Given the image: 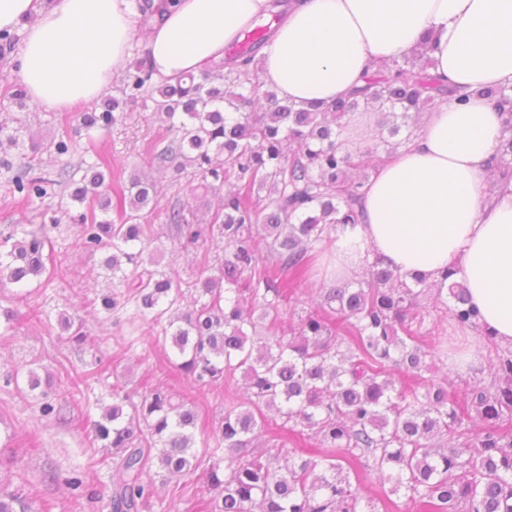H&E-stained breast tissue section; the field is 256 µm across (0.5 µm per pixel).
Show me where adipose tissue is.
I'll list each match as a JSON object with an SVG mask.
<instances>
[{"label": "adipose tissue", "mask_w": 512, "mask_h": 512, "mask_svg": "<svg viewBox=\"0 0 512 512\" xmlns=\"http://www.w3.org/2000/svg\"><path fill=\"white\" fill-rule=\"evenodd\" d=\"M270 0H165L143 44L154 78L219 62ZM131 0H0V30L23 35L18 79L41 107L94 101L123 70L135 37ZM434 74L469 92L425 112L421 130L372 169L361 221L336 231L337 278L368 262L439 281L453 269L481 330L512 348V179L490 182L507 135L480 97L512 86V0H291L256 56L261 80L296 103H328L422 40Z\"/></svg>", "instance_id": "adipose-tissue-1"}]
</instances>
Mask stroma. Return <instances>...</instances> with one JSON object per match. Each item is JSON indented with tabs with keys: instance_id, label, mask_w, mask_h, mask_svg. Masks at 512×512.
<instances>
[{
	"instance_id": "35a3bbf8",
	"label": "stroma",
	"mask_w": 512,
	"mask_h": 512,
	"mask_svg": "<svg viewBox=\"0 0 512 512\" xmlns=\"http://www.w3.org/2000/svg\"><path fill=\"white\" fill-rule=\"evenodd\" d=\"M158 128L152 110L138 104L127 110L124 122L111 132H95L91 138L97 143L106 142L113 158L134 172L145 168L142 146L156 135ZM153 224L154 245L163 254L162 270L174 272L183 282L192 279L197 272L195 249L175 246L164 212H157ZM51 238L62 264L61 277L47 286L32 288L25 299L17 297L14 286L0 285V308L14 309L19 319L11 330L0 321V332L7 334L0 352L33 369L41 379L51 381L57 400L62 402L68 396L70 371L85 370L93 350L75 347L62 333L57 317L62 312L82 315L80 303L84 296L106 291L111 281L100 274L99 256L80 251L74 226L61 225L52 231ZM35 307L48 314V321L32 319L31 310ZM88 326L92 335L101 339V353L119 361L126 388L131 392L139 391L143 377L164 364L172 351L167 342L140 344L149 319L132 303L114 312L110 321L102 323L92 318ZM110 383L107 377L89 381L85 394L93 401L90 410L70 409L68 421L62 424L40 418L27 380H20L17 388L0 390V449L15 453L20 461L18 468L0 471V484H26L47 505V512H112L105 495L91 503L74 497L64 483L65 478L78 472L103 492L109 488L110 474L98 464L102 451L89 447L86 433L90 419L99 418L103 406L112 403L108 395Z\"/></svg>"
}]
</instances>
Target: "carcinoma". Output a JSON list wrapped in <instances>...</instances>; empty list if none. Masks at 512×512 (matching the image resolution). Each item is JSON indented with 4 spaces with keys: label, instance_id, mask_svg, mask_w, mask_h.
Segmentation results:
<instances>
[{
    "label": "carcinoma",
    "instance_id": "1",
    "mask_svg": "<svg viewBox=\"0 0 512 512\" xmlns=\"http://www.w3.org/2000/svg\"><path fill=\"white\" fill-rule=\"evenodd\" d=\"M255 46L198 75L153 79L139 61L128 68L102 110L78 113L76 128L48 139L30 137L32 149L74 155L80 130L109 131L134 103H153L159 122L143 152L151 172L121 169L99 149L88 175L69 192L80 205H59L41 220L0 228V279L27 285L53 273L49 227H77L90 254L106 248L103 267L112 289L85 308L111 314L134 300L151 314L150 334L170 341L173 365L200 391L220 388L242 373L247 397L224 400L221 418L203 426L200 406L149 375L138 402L122 383L112 385V406L91 422L88 440L106 454L112 512H143L153 495L152 461L168 475L202 470L194 512H377L381 501L402 496L417 512H512V349H497L480 331L467 290L448 276L429 284L375 262L363 275L331 284L314 280L338 224L358 221L368 172L415 135L419 115L440 101L463 104L468 94L430 73L422 42L385 70L329 104H297L265 87L252 68ZM478 93L496 106L512 102V87ZM380 116L382 136L371 148H346L343 135L359 112ZM27 127L0 103V167L14 171L11 193L26 203L69 184L64 165L54 177L34 176L32 159L12 156ZM496 169L512 178V138L501 144ZM185 180V201L166 210L172 239L203 248L194 280L182 286L163 270L152 225L140 212L158 203L157 185ZM121 213L120 223L107 218ZM223 256H210L213 246ZM308 307L289 324L280 306L298 293ZM471 329L489 379L470 385L467 418L448 394V378L426 381L424 392L406 385L428 369L448 364L440 339L422 343L426 322ZM61 329L79 345L83 324L62 313ZM103 372V360L73 378V399ZM40 416L59 420L61 406L41 392ZM285 431L296 447L266 431ZM377 475L382 498L361 494L360 472ZM72 494L95 499L83 478L66 479ZM0 512H39L19 485L0 486Z\"/></svg>",
    "mask_w": 512,
    "mask_h": 512
}]
</instances>
